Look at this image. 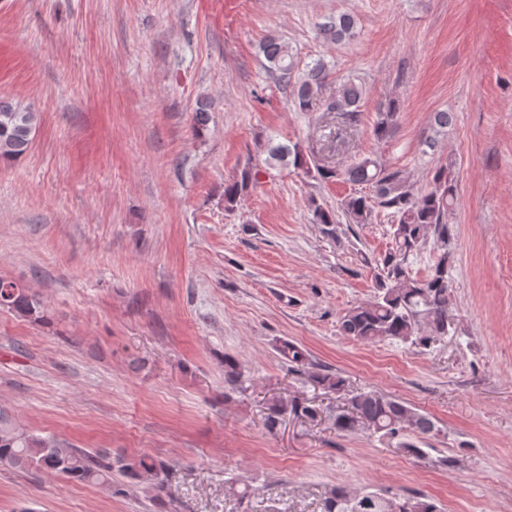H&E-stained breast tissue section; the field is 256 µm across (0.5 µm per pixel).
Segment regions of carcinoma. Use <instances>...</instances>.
I'll return each instance as SVG.
<instances>
[{
  "mask_svg": "<svg viewBox=\"0 0 512 512\" xmlns=\"http://www.w3.org/2000/svg\"><path fill=\"white\" fill-rule=\"evenodd\" d=\"M356 19L349 14L330 18L320 25L322 36L332 42H343L355 37ZM261 51L270 71L286 88H291L292 103L299 112H310L319 104L357 122L358 112L365 98L366 88L359 79H351L337 87L328 99L321 89L328 76L327 64L318 59L296 74L297 61L288 44L271 36ZM398 103L388 101L378 112L374 126L377 138H385L397 118ZM39 123V115L29 107L0 101V161H16L29 149ZM269 159L284 160L315 179L342 178L351 184L366 185L372 195L351 194L340 201L338 211L311 204L312 222L322 225L323 234L336 238L339 216L350 224H369L375 207L392 211L393 246L374 260L376 291L373 297L349 308L338 320L343 336L366 343L395 340L409 346L429 349L440 338L448 335V263L452 252L448 213L456 202V180L448 167H439L431 187L418 192L400 170L386 168L376 158H357L345 170L321 164L307 157L294 144L276 145L269 149ZM256 182L249 170L224 187V207L232 210L239 199ZM433 239L437 258L430 273L416 278L409 271V258L427 239ZM0 308L8 309L36 321L45 319L41 302L35 295L12 281L0 279ZM288 364V372L304 375L312 386L327 393L344 391L346 380L339 374L316 368L306 350L292 341L283 340L277 347ZM224 379L230 385L243 382L237 361L224 357ZM289 411L296 417L314 419L316 408L305 399L295 397L288 408L276 404L267 427L276 426L275 415ZM336 429L351 433L359 428L381 438L396 441L397 449L422 458L428 455L423 448L427 440L439 433L433 418L405 402L377 391L349 393L346 407L336 411ZM0 465L22 470H42L69 480L88 482L112 488V474L154 485L157 492L166 486L168 467L143 457L119 454L112 458L86 450L69 447L53 436H38L23 427L14 416L0 408ZM323 512H440L437 504L425 495L402 497L352 489L335 485L326 491Z\"/></svg>",
  "mask_w": 512,
  "mask_h": 512,
  "instance_id": "carcinoma-1",
  "label": "carcinoma"
}]
</instances>
